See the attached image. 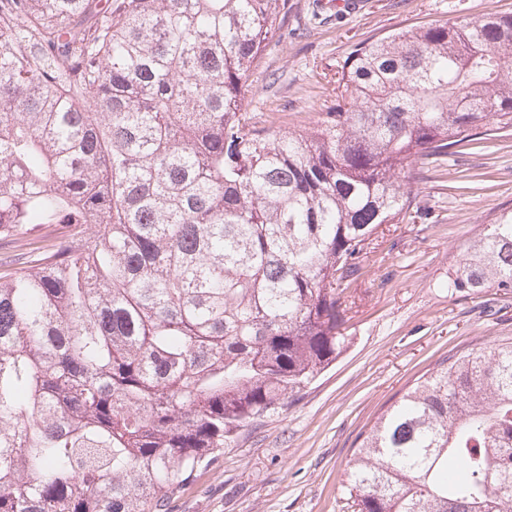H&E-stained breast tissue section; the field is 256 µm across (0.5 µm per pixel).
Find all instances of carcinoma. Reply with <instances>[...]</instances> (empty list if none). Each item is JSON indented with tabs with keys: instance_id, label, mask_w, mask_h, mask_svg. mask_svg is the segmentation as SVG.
<instances>
[{
	"instance_id": "cac0c4a2",
	"label": "carcinoma",
	"mask_w": 512,
	"mask_h": 512,
	"mask_svg": "<svg viewBox=\"0 0 512 512\" xmlns=\"http://www.w3.org/2000/svg\"><path fill=\"white\" fill-rule=\"evenodd\" d=\"M287 5L0 11V240L72 231L0 275V512H149L347 348L361 254L420 216L417 163L512 130V15L364 42L314 127H256L246 84ZM446 288L512 292L511 210ZM345 490L358 512H512V342L406 389Z\"/></svg>"
}]
</instances>
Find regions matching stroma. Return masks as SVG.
Instances as JSON below:
<instances>
[{
  "instance_id": "stroma-1",
  "label": "stroma",
  "mask_w": 512,
  "mask_h": 512,
  "mask_svg": "<svg viewBox=\"0 0 512 512\" xmlns=\"http://www.w3.org/2000/svg\"><path fill=\"white\" fill-rule=\"evenodd\" d=\"M313 8L314 0H288L254 64L243 110L257 125L312 127L336 103L343 59L367 38L512 14V0H359L317 19ZM433 168L417 187L418 223L380 226L362 257L349 348L288 406L199 463L156 512H353L343 483L359 435L437 360L512 341V293L446 288L467 240L512 208V136ZM475 173L486 182H469Z\"/></svg>"
}]
</instances>
